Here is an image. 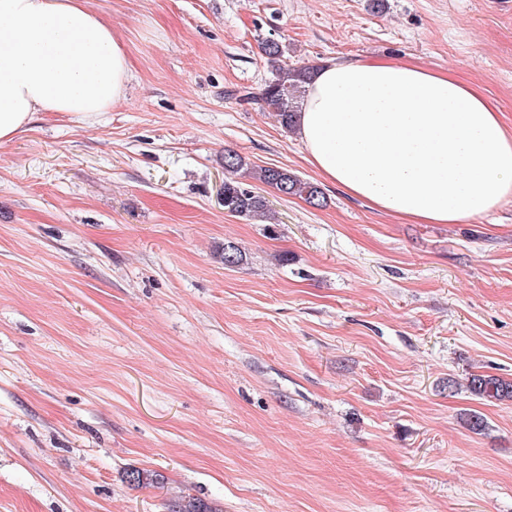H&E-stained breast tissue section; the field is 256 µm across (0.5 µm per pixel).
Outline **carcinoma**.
I'll return each instance as SVG.
<instances>
[{
    "label": "carcinoma",
    "instance_id": "cac0c4a2",
    "mask_svg": "<svg viewBox=\"0 0 512 512\" xmlns=\"http://www.w3.org/2000/svg\"><path fill=\"white\" fill-rule=\"evenodd\" d=\"M314 71V65L279 66L271 79L258 91L237 90L235 96L243 102L259 101L273 112L281 128L288 132L294 126L298 104L304 97ZM224 210L240 217L263 216L269 204L265 196L242 186L240 178L251 176L253 167L241 154L224 151ZM258 180L273 188L283 197H299L311 205L320 206L325 197L320 186L303 180L294 173L278 166H265L258 172ZM224 266L237 267L246 259L245 253L233 242L224 243L222 253ZM466 388L474 395L487 399H512V382L492 375L471 374L467 377ZM465 426L474 433L487 429L485 418L473 411L462 417ZM126 481L135 487L155 486L164 481V476L156 471L132 469L126 473ZM166 512H218L207 503L191 495L179 496L165 504Z\"/></svg>",
    "mask_w": 512,
    "mask_h": 512
}]
</instances>
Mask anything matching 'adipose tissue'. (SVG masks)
I'll use <instances>...</instances> for the list:
<instances>
[{"mask_svg":"<svg viewBox=\"0 0 512 512\" xmlns=\"http://www.w3.org/2000/svg\"><path fill=\"white\" fill-rule=\"evenodd\" d=\"M128 79L125 47L86 0H0V142L40 112L107 111ZM294 129L324 180L416 224H459L512 198V127L447 71L326 59Z\"/></svg>","mask_w":512,"mask_h":512,"instance_id":"adipose-tissue-1","label":"adipose tissue"}]
</instances>
